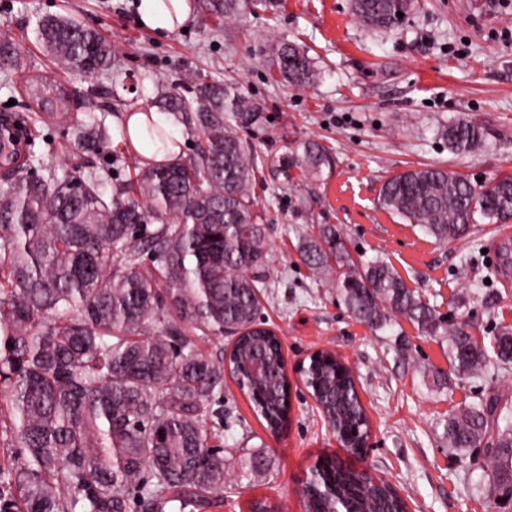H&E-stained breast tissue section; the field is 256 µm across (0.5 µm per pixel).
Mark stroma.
I'll return each instance as SVG.
<instances>
[{
	"label": "stroma",
	"instance_id": "stroma-1",
	"mask_svg": "<svg viewBox=\"0 0 512 512\" xmlns=\"http://www.w3.org/2000/svg\"><path fill=\"white\" fill-rule=\"evenodd\" d=\"M459 0H419L398 27L374 31L352 13V0H247L232 19L210 15L203 0L187 30L158 35L141 28L136 0H0V38H10L20 63L0 66V114L34 120L38 165L68 170L79 164L67 125L57 112L94 115L111 150L94 157L124 180L139 158L124 151L123 125L131 109L154 104L158 87H174L185 101L194 79L233 82L257 102L261 121L240 130L260 167L252 193L268 226L272 264L266 268L261 314L282 340L288 360V431L272 440L265 422L232 379L210 405V445L223 448L229 467L259 448L269 461L255 481L228 476L223 493L204 512H304L302 487L324 457L391 483L411 512H512L494 504L484 486L482 449L450 448L445 427L461 408L499 398L512 424V371L489 360L473 377L459 375L448 346L406 319L375 330L349 312L295 251L318 225H337L349 249L390 262L407 286L440 316L466 323L483 345L512 326V275L497 271L498 249L511 243L501 224H481L469 237L436 241L420 227L380 208L390 176L440 163L469 181L512 174V0H499L495 18L464 13ZM47 15L69 17L111 46L110 71L87 79L64 69L35 37ZM292 41L319 61L321 77L292 89L274 82L266 59ZM61 85V97H39L38 86ZM486 132L473 152L449 151L445 131L460 117ZM313 138L335 156L332 172L309 186L276 178L267 159ZM330 350L353 370L370 422V446L357 456L342 448L298 371L316 351Z\"/></svg>",
	"mask_w": 512,
	"mask_h": 512
}]
</instances>
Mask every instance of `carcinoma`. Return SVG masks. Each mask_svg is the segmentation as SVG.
<instances>
[{
  "instance_id": "carcinoma-1",
  "label": "carcinoma",
  "mask_w": 512,
  "mask_h": 512,
  "mask_svg": "<svg viewBox=\"0 0 512 512\" xmlns=\"http://www.w3.org/2000/svg\"><path fill=\"white\" fill-rule=\"evenodd\" d=\"M405 0H353L367 28L393 29ZM216 17L238 14L241 0H207ZM38 39L69 70L90 77L112 68L100 35L78 22L49 16ZM270 67L291 87L314 85L320 69L295 42L278 44ZM164 111L203 137L193 157L166 165L142 163L133 176L113 180L108 167L31 173L35 140L16 154H1L10 186L0 191V418L17 449L0 465V512H165L169 504L205 508L223 491L224 449L209 445V404L224 389V373L251 394L255 412L271 424L288 415V386L279 346L257 328L265 281L251 275L270 261L267 225L252 197L257 159L239 130L256 125L258 104L237 87L197 77L188 104L173 88L159 95ZM74 147L87 154L108 148L106 127L92 117L62 112ZM169 135L147 120L145 141L160 151ZM448 149L463 154L480 146L484 129L462 118L448 125ZM335 165L314 139L299 141L271 161L289 182L318 180ZM380 207L442 242L464 239L477 224L512 220V175L474 185L443 166L409 169L381 186ZM302 263L336 289L362 323L381 328L402 317L448 343V358L462 375H477L488 351L465 323H448L409 288L382 257L352 256L342 232L318 225L302 239ZM151 263L146 268L145 262ZM163 283L165 289L158 288ZM244 329L229 363L214 361L200 344L224 329ZM500 366H512V328L495 337ZM263 358L268 371L251 383L248 362ZM310 385L340 445L348 424H367L355 378L324 360ZM498 401L469 407L448 419L452 448H485L489 493L512 478V428H490ZM266 467L265 451L244 460L237 479ZM320 482L337 497L308 495L307 509L334 512L336 498L354 512H402L386 484L360 481L328 459Z\"/></svg>"
}]
</instances>
